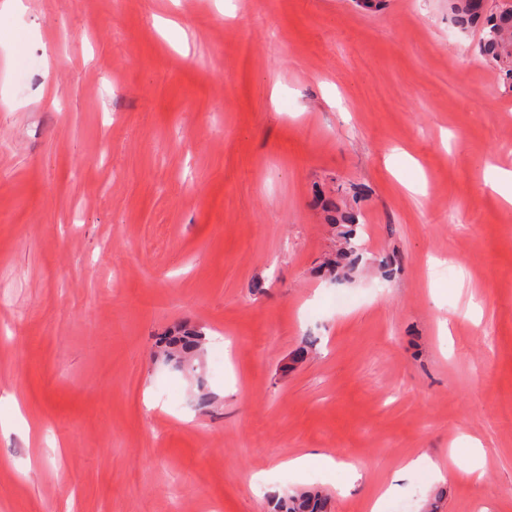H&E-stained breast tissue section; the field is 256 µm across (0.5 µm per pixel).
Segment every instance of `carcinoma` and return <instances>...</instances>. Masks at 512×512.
<instances>
[{"mask_svg":"<svg viewBox=\"0 0 512 512\" xmlns=\"http://www.w3.org/2000/svg\"><path fill=\"white\" fill-rule=\"evenodd\" d=\"M450 9L453 21L460 29L481 32L478 42L481 55L512 86V0H498L492 7L487 0H451ZM326 210L330 212V222L340 228L339 235L344 240V247L327 266V273L331 274L358 261L360 245L353 229L357 224L355 215L343 210L337 202L326 203ZM204 341L200 331L183 330L174 336L160 337L158 344L166 361L181 363L190 360ZM273 499L277 512H327L328 508V497L316 489L287 492L275 495Z\"/></svg>","mask_w":512,"mask_h":512,"instance_id":"cac0c4a2","label":"carcinoma"}]
</instances>
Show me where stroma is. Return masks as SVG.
Wrapping results in <instances>:
<instances>
[{
	"label": "stroma",
	"instance_id": "1",
	"mask_svg": "<svg viewBox=\"0 0 512 512\" xmlns=\"http://www.w3.org/2000/svg\"><path fill=\"white\" fill-rule=\"evenodd\" d=\"M478 41L449 0H0V512H272L261 471L369 512L470 438L481 477L383 512H512V88ZM316 448L361 483L275 466ZM325 208L331 213L329 218L331 224H336L340 228L339 235L344 240V247L340 252H336L334 260L326 268L328 274L336 272L335 275L339 268L351 267L359 260L361 248L356 242V233L352 228L357 224V220L353 213L344 211L337 201L326 203ZM205 341L198 330H183L174 336H161L158 339L160 353L167 362L189 361L200 350ZM420 472H427L436 478H442V471L439 462L428 454H421L411 458L398 469L388 486L382 487L378 490V492L369 503L370 511L381 512L384 502L395 492L396 488L398 487L397 481Z\"/></svg>",
	"mask_w": 512,
	"mask_h": 512
}]
</instances>
